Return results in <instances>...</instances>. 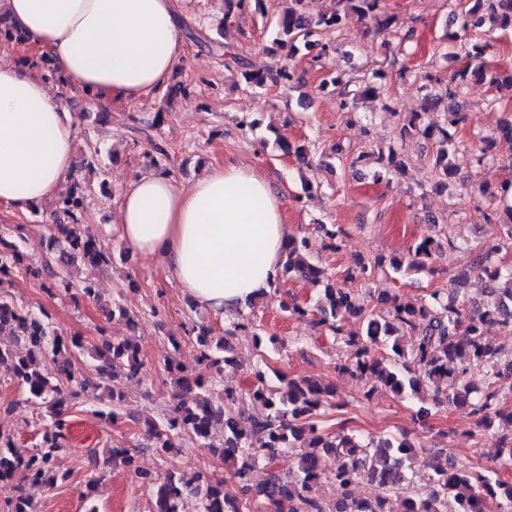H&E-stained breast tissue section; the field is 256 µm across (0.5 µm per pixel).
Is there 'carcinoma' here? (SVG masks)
Listing matches in <instances>:
<instances>
[{
  "label": "carcinoma",
  "instance_id": "cac0c4a2",
  "mask_svg": "<svg viewBox=\"0 0 512 512\" xmlns=\"http://www.w3.org/2000/svg\"><path fill=\"white\" fill-rule=\"evenodd\" d=\"M306 0H288V6L276 17L274 42L288 49V55L312 45L325 51L329 43L323 35L340 31L355 20H370L381 33L392 27L393 17L386 14L382 0H336L330 13L312 19L306 12ZM459 28L466 33L475 29L512 28V0H474L473 5L455 16ZM487 44L473 42L468 55L473 65L452 77L456 87L469 80L487 81L499 89L512 88V75L501 76L484 66ZM245 83L257 89L267 84H286L294 79L293 70L284 64L267 72H254L236 59ZM377 88L366 85L341 92L343 105L376 95ZM446 126L435 128L415 114L403 126V134L432 136L439 134L434 172L439 182L455 175L452 159L458 150L450 130L464 122L456 103V92L446 89ZM376 161L387 169L400 170L404 164L393 150L377 147L358 154L352 164L367 165ZM88 187L75 181L60 194L52 223L48 225L50 241L57 256L46 259L41 267L24 263L18 245L0 235V285L14 273L41 280L46 289L63 288L88 300L99 298L96 281L88 275L72 282L69 266L73 256L93 269L113 264L112 248L90 233L82 223ZM491 240L473 252L471 264L488 280L505 279L509 288L490 289L488 299L480 306L466 308L458 300L455 288L433 291L429 298L405 302L396 295L379 297V305L365 308L354 288L346 287L353 279L346 273L343 280L319 266L318 248L305 235L288 240L281 256L280 275L297 277L320 286V298L308 310L300 305L285 304L291 316H314L315 325L335 335L336 342L346 347L345 361L336 365L341 373L365 378L372 389L381 388L395 396L425 395L436 406L447 401L469 408L480 417V424L490 429L495 421L512 427V404L503 397L497 382L512 376V359L501 356V350L490 344L486 336L492 329L512 333V312L506 303L512 300V267L496 261L502 251L512 250V224L493 222ZM444 248L443 242L423 235L409 246L407 253L381 258L362 272L381 269L395 275L432 270ZM107 318H120L127 325L136 316L117 300L104 309ZM358 318V327L346 330L345 315ZM246 331L261 340L260 325L250 317L236 315L224 335L216 336L204 324L188 330L198 351L200 370L192 371L175 357H169L164 369L176 387V396L185 393L191 400H180L158 417L142 420L143 440L161 456L179 448L180 440L195 439L204 448H213L230 466V478L238 495L228 498L224 480L203 471L161 474L137 466L134 455L124 448L111 449L134 474L137 481L152 492L155 512H184V504L196 499L198 512H389L394 494L401 496V512H512V433L500 436L498 458L500 469L472 470L450 461L437 465L420 479L410 473L409 463L416 452L407 436L385 435L363 439L355 430L343 425L336 432L318 425L322 410L335 407V391L317 381L289 378L271 368L265 359L247 370L249 386L238 389L224 385V372L239 367L232 342L235 331ZM0 365L12 371V379L28 400L44 409V428L36 447L22 451L13 437L0 431V480L16 479L25 485L55 488L65 483L71 472L58 463V452L68 430L67 416L87 402L89 396L105 405L95 411L102 420L114 423L120 418L118 406L122 398L121 381L139 375L144 366L139 344L127 336H114L91 349L94 375L78 378L73 370L77 355L88 350L80 336H65L46 314H35L19 307L6 292L0 293ZM413 344L407 346L403 338ZM51 359L52 368L45 365ZM480 371L485 386H471L466 374ZM261 406L264 413L244 416L235 406L244 400ZM324 454L335 457L334 468H322ZM264 466L265 478L253 482V473ZM377 484V494L361 497L355 488L364 479ZM336 484L339 497L327 511L318 498L321 483Z\"/></svg>",
  "mask_w": 512,
  "mask_h": 512
}]
</instances>
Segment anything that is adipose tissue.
Instances as JSON below:
<instances>
[{
    "label": "adipose tissue",
    "mask_w": 512,
    "mask_h": 512,
    "mask_svg": "<svg viewBox=\"0 0 512 512\" xmlns=\"http://www.w3.org/2000/svg\"><path fill=\"white\" fill-rule=\"evenodd\" d=\"M178 0H0L23 49L64 88L99 102L153 97L183 56ZM73 121L29 64L0 60V203L24 212L58 195L72 168ZM112 230L159 259L193 301L220 312L271 291L290 236L268 179L239 164L190 187L143 171L127 183Z\"/></svg>",
    "instance_id": "adipose-tissue-1"
}]
</instances>
